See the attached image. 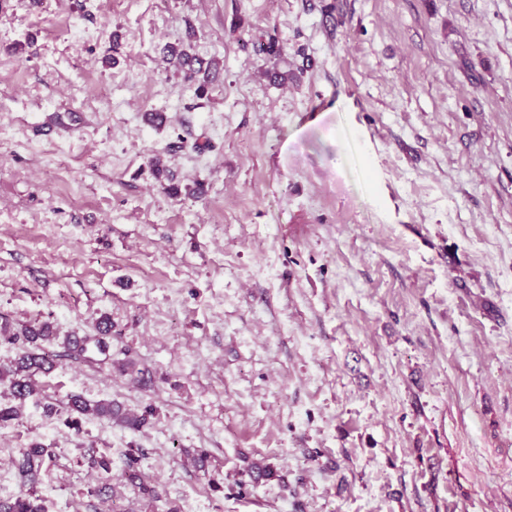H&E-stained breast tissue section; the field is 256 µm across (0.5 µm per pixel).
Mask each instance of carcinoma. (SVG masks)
<instances>
[{
  "instance_id": "1",
  "label": "carcinoma",
  "mask_w": 512,
  "mask_h": 512,
  "mask_svg": "<svg viewBox=\"0 0 512 512\" xmlns=\"http://www.w3.org/2000/svg\"><path fill=\"white\" fill-rule=\"evenodd\" d=\"M177 64L184 73V79L196 84L199 92L205 91L206 86L218 78L217 67L186 50L177 53ZM0 330L8 339L21 343L17 357L6 365H0V381H8L10 395L17 402L15 406L0 407V422H4L17 417L18 406L38 395L35 376L49 370L53 363L52 355L40 347V343L54 341L58 336L53 325L47 321L29 322L14 328L6 320ZM66 407L72 413L107 419L133 430L139 429L145 423L143 414L130 413L120 405L106 400L90 401L77 394L67 398ZM51 457L52 452L40 443H34L19 451L13 464L30 488L13 498L0 499V512H42L34 487L42 480ZM125 479L141 493L149 495L151 500H158L153 490L144 484L141 473L134 464H129Z\"/></svg>"
}]
</instances>
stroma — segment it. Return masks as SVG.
I'll return each instance as SVG.
<instances>
[{
	"label": "stroma",
	"instance_id": "1",
	"mask_svg": "<svg viewBox=\"0 0 512 512\" xmlns=\"http://www.w3.org/2000/svg\"><path fill=\"white\" fill-rule=\"evenodd\" d=\"M0 312L87 341L0 498L38 442L45 512H512V0H0ZM177 64L184 73V79L187 82L198 83L197 92H204L209 83L216 81L218 78V70L216 66H212V62H205L187 50H182L176 54ZM202 74V81L199 75ZM65 405L71 413L107 419L133 430H138L146 420L145 415L127 412L112 401H90L77 394L70 395Z\"/></svg>",
	"mask_w": 512,
	"mask_h": 512
}]
</instances>
